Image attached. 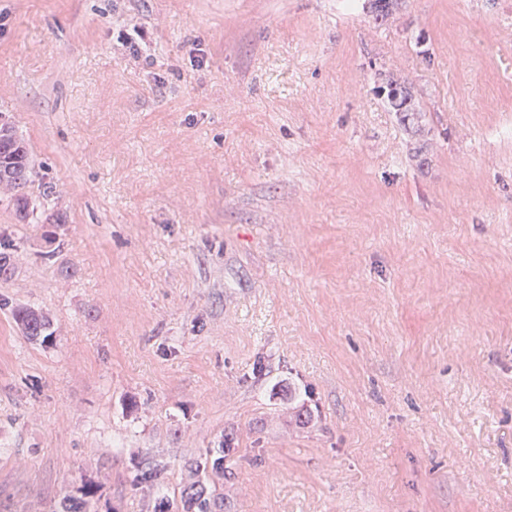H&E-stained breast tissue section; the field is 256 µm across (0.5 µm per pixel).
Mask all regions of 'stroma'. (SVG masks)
Here are the masks:
<instances>
[{
	"mask_svg": "<svg viewBox=\"0 0 512 512\" xmlns=\"http://www.w3.org/2000/svg\"><path fill=\"white\" fill-rule=\"evenodd\" d=\"M371 3L0 0V512H512V0ZM0 130V143L3 134ZM11 144V145H10ZM29 151L21 140H9L0 146V188L14 192L17 210H24L28 205L27 197L22 190L31 181ZM10 314L13 321L28 340L34 341L37 339V336H40V338L42 337V342H44L51 338V333H48L50 320L44 312L30 307L16 306L10 310ZM31 323H33V326H31ZM38 329H41L39 333H37ZM219 494L207 493L199 483H192L182 491V509L185 512H213Z\"/></svg>",
	"mask_w": 512,
	"mask_h": 512,
	"instance_id": "35a3bbf8",
	"label": "stroma"
}]
</instances>
